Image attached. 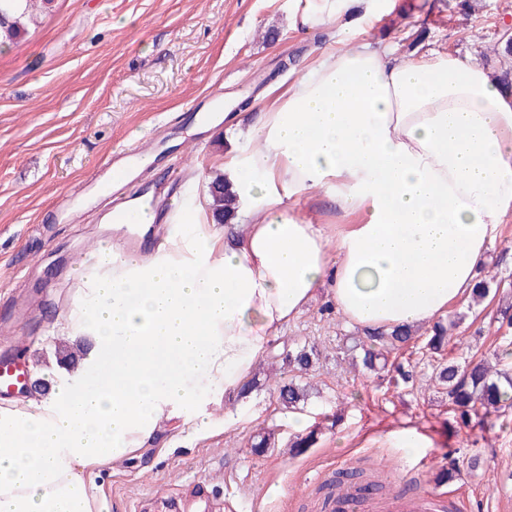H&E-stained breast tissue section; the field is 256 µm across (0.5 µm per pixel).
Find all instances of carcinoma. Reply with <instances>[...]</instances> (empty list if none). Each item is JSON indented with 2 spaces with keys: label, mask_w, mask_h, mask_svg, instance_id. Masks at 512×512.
<instances>
[{
  "label": "carcinoma",
  "mask_w": 512,
  "mask_h": 512,
  "mask_svg": "<svg viewBox=\"0 0 512 512\" xmlns=\"http://www.w3.org/2000/svg\"><path fill=\"white\" fill-rule=\"evenodd\" d=\"M55 0H0V49L6 48L40 24L42 16L51 11ZM494 54L499 61L512 58V33L504 32L501 41L495 45ZM209 193L214 217L224 220L234 215L237 199L235 194L219 178L210 183ZM456 326L451 321L445 325L434 324L431 334L425 337L421 349L434 362L430 379L448 395L452 409L465 419L470 414L484 410L501 417L512 409V370L502 367L503 360L512 357V341L506 340L501 351L494 352L497 366L492 367L487 359L444 361L448 346V328ZM413 339L410 331L393 329L389 332L374 331L358 339L356 345L343 351L354 368L363 372L385 371L389 365V354L408 345ZM320 353L315 345H298L285 348L279 354L282 365L288 369V381L274 382L273 392L278 401L288 409L296 410L305 401L307 389L300 383L319 360Z\"/></svg>",
  "instance_id": "1"
}]
</instances>
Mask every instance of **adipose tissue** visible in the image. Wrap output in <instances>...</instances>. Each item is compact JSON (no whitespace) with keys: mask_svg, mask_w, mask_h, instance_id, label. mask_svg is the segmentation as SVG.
I'll list each match as a JSON object with an SVG mask.
<instances>
[{"mask_svg":"<svg viewBox=\"0 0 512 512\" xmlns=\"http://www.w3.org/2000/svg\"><path fill=\"white\" fill-rule=\"evenodd\" d=\"M391 0H296L315 31ZM258 146L224 159L241 224L179 210L155 251L106 240L53 330L90 343L45 399L0 404V512H101L92 477L201 431L319 291L367 331L412 329L469 292L512 217V92L451 54L399 58L363 39L323 50L265 109ZM325 191L357 215L337 237L302 216Z\"/></svg>","mask_w":512,"mask_h":512,"instance_id":"obj_1","label":"adipose tissue"}]
</instances>
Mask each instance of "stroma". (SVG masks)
Segmentation results:
<instances>
[{
	"instance_id": "stroma-1",
	"label": "stroma",
	"mask_w": 512,
	"mask_h": 512,
	"mask_svg": "<svg viewBox=\"0 0 512 512\" xmlns=\"http://www.w3.org/2000/svg\"><path fill=\"white\" fill-rule=\"evenodd\" d=\"M413 0L366 26L303 34L292 27L294 0H55L38 27L0 50V352L46 358L44 334L69 309L80 288L78 265L105 234L107 201L88 203L81 223H65L61 205L76 202L112 154L149 139L158 156L142 177L161 213L198 204L211 219L209 183L226 154L254 150L269 91L284 90L320 49L345 39L403 40L419 26L420 55L457 53L488 69L492 49L512 29V0ZM224 97L220 125L199 124L212 91ZM495 299L462 302L450 315L463 321L450 356H480L512 338L500 302L512 300V223L488 251ZM336 313L325 293L276 338L254 370L247 397L213 410L208 431L151 448L116 463L95 479L103 512H321L325 485L340 469L363 470L384 491L408 488L443 495L453 512H512V415L504 427L463 422L446 395L429 386L428 360L405 349L413 386L386 375L350 373L336 361L343 337L361 335ZM312 342L322 356L301 409L312 447L296 450L293 414L269 387L285 344ZM234 420L225 423V411ZM426 439L407 454L397 433ZM274 436L255 452L251 439ZM456 469L458 479L438 482Z\"/></svg>"
}]
</instances>
